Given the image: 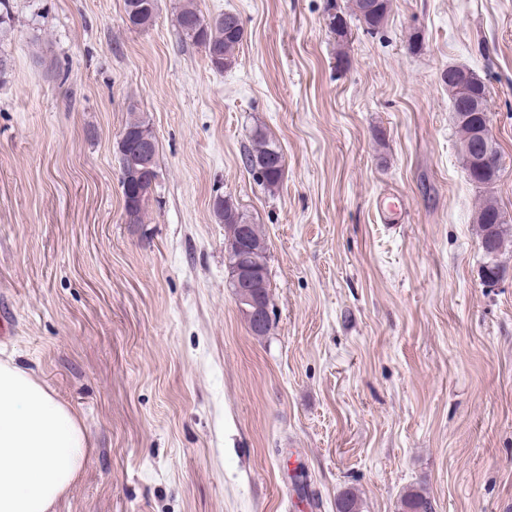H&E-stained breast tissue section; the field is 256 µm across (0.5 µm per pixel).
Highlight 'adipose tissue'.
Masks as SVG:
<instances>
[{"instance_id":"adipose-tissue-1","label":"adipose tissue","mask_w":512,"mask_h":512,"mask_svg":"<svg viewBox=\"0 0 512 512\" xmlns=\"http://www.w3.org/2000/svg\"><path fill=\"white\" fill-rule=\"evenodd\" d=\"M89 451L68 405L32 375L0 363V512H51Z\"/></svg>"}]
</instances>
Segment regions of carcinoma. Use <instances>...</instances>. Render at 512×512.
Wrapping results in <instances>:
<instances>
[{"instance_id":"carcinoma-1","label":"carcinoma","mask_w":512,"mask_h":512,"mask_svg":"<svg viewBox=\"0 0 512 512\" xmlns=\"http://www.w3.org/2000/svg\"><path fill=\"white\" fill-rule=\"evenodd\" d=\"M336 6V0H326L327 28L337 43L347 39L349 22L346 13L335 10L329 13V7ZM158 0H151L150 8L141 11L137 16L129 18L127 27L141 30L149 27L156 14ZM390 9V0H353L352 17L359 22L366 31H374L383 26ZM176 23L180 36L184 41L203 48L205 56L213 70L224 71L233 63L234 52L245 37V29L240 18L231 12L219 14L215 17L205 18L197 8L195 0H184L176 16ZM14 31L13 18L10 12L9 0H0V43L10 37ZM451 94L453 109H458L465 100L472 95L487 96L483 82L475 85L467 84L466 91H461L459 84L445 82ZM461 139V156L465 169H470L468 156L472 152L473 140L471 138L470 123L456 121ZM123 129L135 133L137 139L146 143L157 144V140L143 113L137 108H129V116ZM244 167L250 173L260 172L257 182L267 189L276 188L281 181L283 173V155L277 144L269 140L262 132L254 135L252 148L246 150L242 158ZM120 183L122 195L127 190L138 186L143 174L131 166L120 167ZM218 218L224 222L225 237L236 233L235 225L248 223V216L240 211L231 199H224L215 205ZM502 211L497 204L488 199L480 207L476 223L479 227L480 241L485 250L499 255L507 243H512V224L501 221ZM250 263L260 269L267 268V248L258 225L254 224L250 230V242L247 245ZM403 512H432L431 502L419 492H409L402 500Z\"/></svg>"}]
</instances>
